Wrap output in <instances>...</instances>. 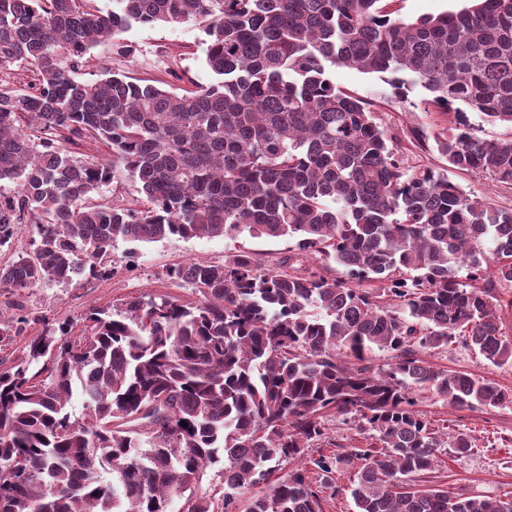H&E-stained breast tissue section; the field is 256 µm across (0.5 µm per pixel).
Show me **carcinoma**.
I'll return each instance as SVG.
<instances>
[{"label": "carcinoma", "instance_id": "obj_1", "mask_svg": "<svg viewBox=\"0 0 512 512\" xmlns=\"http://www.w3.org/2000/svg\"><path fill=\"white\" fill-rule=\"evenodd\" d=\"M380 2L0 0V73L30 74L0 83V182L14 184L0 193V248L32 228L0 265V296L108 278L119 240H296L280 261L291 273L240 249L168 268L187 299L44 323L0 368V512H233L240 499L247 512H323L331 475L355 460L353 512H512V496L420 484L443 449L476 444L417 409L427 393L457 409L512 402L427 360L460 337L512 367L497 315L512 210L448 176L512 185V139L475 136L467 115L512 127V0L413 22ZM182 23L208 37L210 84L178 94L104 63L77 78L109 38ZM341 67L426 90L448 123L434 135L448 167L405 165L366 102L336 86ZM118 171L133 207L95 198ZM27 325L0 309V346ZM337 417L359 444L329 436ZM216 464L218 497L199 491Z\"/></svg>", "mask_w": 512, "mask_h": 512}]
</instances>
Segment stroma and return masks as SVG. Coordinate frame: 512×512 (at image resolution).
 <instances>
[{
  "label": "stroma",
  "mask_w": 512,
  "mask_h": 512,
  "mask_svg": "<svg viewBox=\"0 0 512 512\" xmlns=\"http://www.w3.org/2000/svg\"><path fill=\"white\" fill-rule=\"evenodd\" d=\"M204 40L201 27L194 24L136 27L122 40L107 44L102 55L115 70L138 80H163L167 89L177 92L193 82L210 83L211 76L204 65ZM335 80L338 88L372 103L377 123L397 149L405 153L408 165L446 167L447 161L436 147L423 150L410 142L413 130L431 134L441 130L437 115L425 110L422 104L427 96L424 89L400 90L393 86L390 75L348 68L337 70ZM452 178L468 194L512 209V188L466 171L454 172ZM294 247V242L285 239H255L246 234L234 239L117 242L112 251L111 277L79 284L38 286L24 292L21 304L30 323L24 336L17 338L12 346L0 349V360L10 362L20 356L30 337L41 333L44 320L77 322L92 305L118 308L141 294H176V287L165 276L166 269L173 265L193 259L220 262L241 248L256 253L265 267L272 268ZM429 360L437 367L469 371L512 390L511 367L494 366L460 343L450 344L447 351L430 355ZM418 408L429 417L447 420L449 432L465 433L476 442L470 455L457 457L449 451L443 453L428 477L430 483L467 495L512 493V404L456 409L428 395L422 397Z\"/></svg>",
  "instance_id": "obj_1"
}]
</instances>
